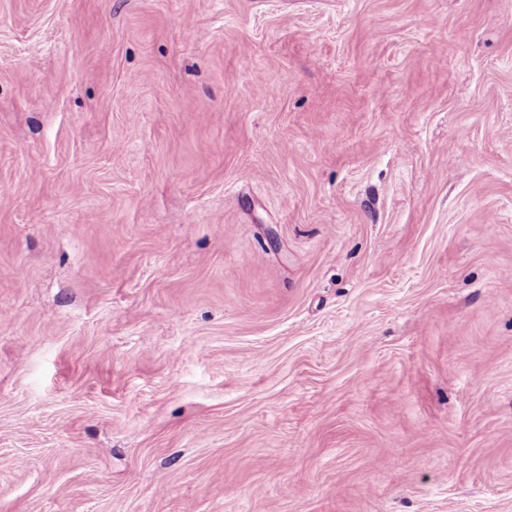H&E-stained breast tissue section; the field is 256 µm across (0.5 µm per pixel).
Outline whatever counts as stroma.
Returning a JSON list of instances; mask_svg holds the SVG:
<instances>
[{"label": "stroma", "mask_w": 512, "mask_h": 512, "mask_svg": "<svg viewBox=\"0 0 512 512\" xmlns=\"http://www.w3.org/2000/svg\"><path fill=\"white\" fill-rule=\"evenodd\" d=\"M0 512H512V0H0Z\"/></svg>", "instance_id": "stroma-1"}]
</instances>
